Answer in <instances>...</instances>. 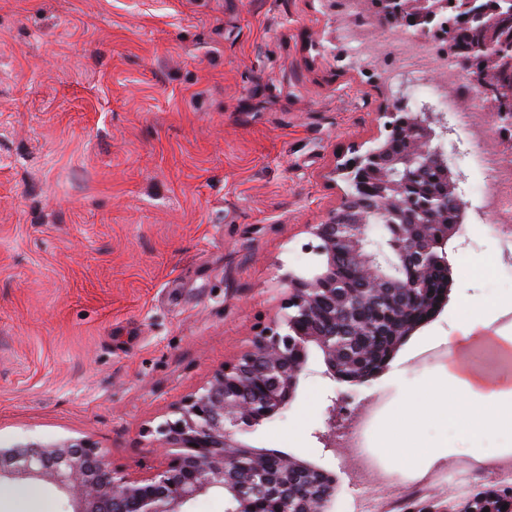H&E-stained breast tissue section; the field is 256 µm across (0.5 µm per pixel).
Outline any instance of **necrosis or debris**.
Masks as SVG:
<instances>
[{"label": "necrosis or debris", "instance_id": "necrosis-or-debris-1", "mask_svg": "<svg viewBox=\"0 0 512 512\" xmlns=\"http://www.w3.org/2000/svg\"><path fill=\"white\" fill-rule=\"evenodd\" d=\"M342 8L356 17L347 38L363 57L380 66L392 86L417 80L419 71L436 61L440 67L430 92L444 111L462 114L465 104L479 101L477 90L449 62L445 48L434 43L419 48L411 34L376 30L365 18L362 0H344ZM464 124L479 149L480 166L494 183L493 190L483 195L481 206L495 218L498 257L508 266L512 264V151L499 135L488 131L484 114L465 116ZM382 407L383 398L377 393L352 399L343 429L336 436L337 465L356 489L344 504L346 512H434L436 504L446 501L452 491L469 494L492 487L512 493L511 454L474 459L462 468L443 464L397 481L366 450L365 434Z\"/></svg>", "mask_w": 512, "mask_h": 512}]
</instances>
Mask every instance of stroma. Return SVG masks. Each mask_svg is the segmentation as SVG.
I'll return each mask as SVG.
<instances>
[{
    "label": "stroma",
    "mask_w": 512,
    "mask_h": 512,
    "mask_svg": "<svg viewBox=\"0 0 512 512\" xmlns=\"http://www.w3.org/2000/svg\"><path fill=\"white\" fill-rule=\"evenodd\" d=\"M321 0H0V444L86 439L114 469L163 465L150 428L280 314L283 271L310 273L306 225L345 191L340 155L383 138L393 92L355 61ZM457 166L492 187L457 126ZM492 216L470 213L446 251L452 285L378 378H324L244 433L335 474L316 434L328 396L389 400L368 434L442 377L409 359L495 323L512 303ZM55 484L0 482V512H75ZM461 309L465 310L467 327L464 336H461L459 342L462 343H481L489 339L487 336V327L485 320L478 312V306L473 302H463Z\"/></svg>",
    "instance_id": "1"
}]
</instances>
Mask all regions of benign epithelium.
<instances>
[{
    "label": "benign epithelium",
    "instance_id": "benign-epithelium-1",
    "mask_svg": "<svg viewBox=\"0 0 512 512\" xmlns=\"http://www.w3.org/2000/svg\"><path fill=\"white\" fill-rule=\"evenodd\" d=\"M455 4L464 38L453 60L467 72L475 70L481 59L512 64V31L502 35L495 27L498 17L512 15V0H500L492 9L485 0H455ZM445 6L446 0H382L375 10L376 24L411 30L418 38L427 39L440 34ZM480 92L497 97L495 108L489 111L496 121L512 116V95L501 97L484 86ZM407 103V90L402 86L381 113L386 119L387 144L365 151L354 147L330 171L346 183L347 191L322 222L308 225L311 241L306 249L320 257L315 270L282 274L288 295L281 318L253 336L248 349L225 362L206 385L174 403L169 416L156 427L154 433L166 457L161 468L147 476H131L111 468L102 449L80 439L56 445L1 447L0 479L48 478L76 497L80 507L75 512H182L184 504L214 487L223 489L228 512H254L255 496L274 501V512H301L297 498L280 493L266 473L252 467L251 460L263 451L244 443L239 434L289 405L312 350L323 356L324 375L337 380L336 352L341 343L336 311H351L347 303L356 295L353 288H385V296L371 295L367 305L406 309L408 299L421 290L408 272L448 265L447 256H439V251L445 248L448 235L458 230V225L452 224L449 231L438 234L424 218L448 204L450 191L460 212L470 206L461 187L465 178L458 170L448 173L452 177L448 190L409 192L428 169L448 167V157L435 140L454 134L455 127L436 105L424 102L412 111L406 109ZM402 134L418 146V154L394 148L393 139ZM377 179L382 185L378 195L372 199L360 196L365 182ZM397 194L403 198L404 222L386 225L387 249L377 248L369 237L367 217L382 212ZM349 262L364 269L362 283L355 285L336 275L337 267ZM325 427L318 439L332 448L334 403L326 408ZM295 477L319 488L320 512H332L335 478L306 463L298 465Z\"/></svg>",
    "mask_w": 512,
    "mask_h": 512
}]
</instances>
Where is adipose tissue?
<instances>
[{
	"instance_id": "ef3b65f1",
	"label": "adipose tissue",
	"mask_w": 512,
	"mask_h": 512,
	"mask_svg": "<svg viewBox=\"0 0 512 512\" xmlns=\"http://www.w3.org/2000/svg\"><path fill=\"white\" fill-rule=\"evenodd\" d=\"M461 308L467 322L464 343L491 341L504 370L488 377L466 365H449L445 380L428 387L395 414L384 428V439L405 469L441 462V450L423 439L429 422L452 424L460 437L474 441L512 433V336L488 337L477 305L467 301Z\"/></svg>"
}]
</instances>
